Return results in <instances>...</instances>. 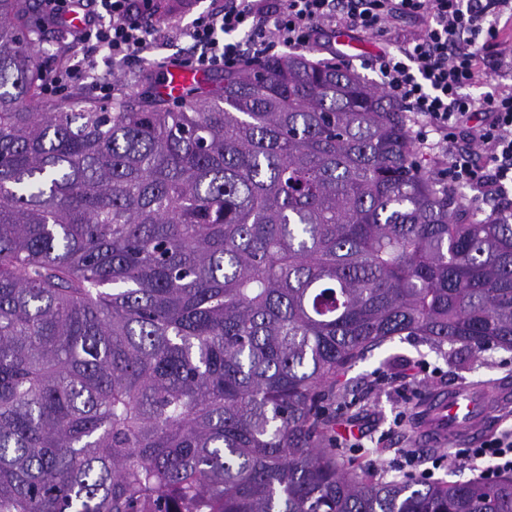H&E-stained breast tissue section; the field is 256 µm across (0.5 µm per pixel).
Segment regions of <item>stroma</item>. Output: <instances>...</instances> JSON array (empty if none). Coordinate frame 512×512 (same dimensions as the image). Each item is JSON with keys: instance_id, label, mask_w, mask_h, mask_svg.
I'll return each mask as SVG.
<instances>
[{"instance_id": "1", "label": "stroma", "mask_w": 512, "mask_h": 512, "mask_svg": "<svg viewBox=\"0 0 512 512\" xmlns=\"http://www.w3.org/2000/svg\"><path fill=\"white\" fill-rule=\"evenodd\" d=\"M512 385V351L491 349L475 356L461 346L436 347L418 336H397L366 353L341 377L336 431L362 434L360 456L374 471L395 474L402 449L412 451L411 471L433 469L434 479L465 481L467 468L435 467L436 459L458 447L457 438L438 448L423 446L415 432L425 391L463 385L487 389Z\"/></svg>"}]
</instances>
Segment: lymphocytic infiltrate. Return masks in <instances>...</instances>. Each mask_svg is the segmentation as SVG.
<instances>
[{"instance_id": "f902f5d3", "label": "lymphocytic infiltrate", "mask_w": 512, "mask_h": 512, "mask_svg": "<svg viewBox=\"0 0 512 512\" xmlns=\"http://www.w3.org/2000/svg\"><path fill=\"white\" fill-rule=\"evenodd\" d=\"M44 28L65 31L63 64L46 69L54 95L107 54L113 68L167 36L188 42L179 66L206 72L311 52L335 55L336 37L383 38L372 65L379 86L409 112L436 175L469 188L478 210L512 216V0H215L189 24L161 28L151 0H38ZM483 88L473 97L471 88ZM454 465L483 477L512 471V430Z\"/></svg>"}]
</instances>
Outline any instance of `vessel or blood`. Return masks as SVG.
<instances>
[{"instance_id": "1", "label": "vessel or blood", "mask_w": 512, "mask_h": 512, "mask_svg": "<svg viewBox=\"0 0 512 512\" xmlns=\"http://www.w3.org/2000/svg\"><path fill=\"white\" fill-rule=\"evenodd\" d=\"M480 393L476 385L435 389L428 393L424 399L426 418L417 430L422 444L438 447L451 432L467 442L486 433L488 413L475 406Z\"/></svg>"}]
</instances>
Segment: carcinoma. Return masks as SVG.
I'll return each instance as SVG.
<instances>
[{"label": "carcinoma", "mask_w": 512, "mask_h": 512, "mask_svg": "<svg viewBox=\"0 0 512 512\" xmlns=\"http://www.w3.org/2000/svg\"><path fill=\"white\" fill-rule=\"evenodd\" d=\"M33 2L0 0V512H512V473L387 478L326 409L395 336L512 350V222L306 55L47 98Z\"/></svg>", "instance_id": "obj_1"}]
</instances>
